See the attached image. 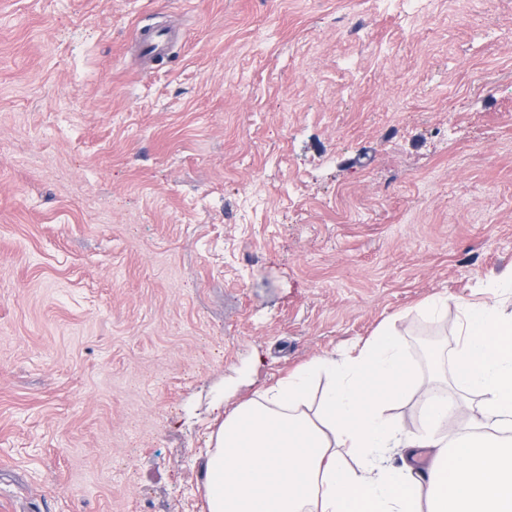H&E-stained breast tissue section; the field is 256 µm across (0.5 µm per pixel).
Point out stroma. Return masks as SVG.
Wrapping results in <instances>:
<instances>
[{
    "label": "stroma",
    "instance_id": "stroma-1",
    "mask_svg": "<svg viewBox=\"0 0 512 512\" xmlns=\"http://www.w3.org/2000/svg\"><path fill=\"white\" fill-rule=\"evenodd\" d=\"M510 273L512 0H0V512H203L219 392ZM167 40V35L160 32L141 31L137 33V41L143 53L149 57L162 54L166 49Z\"/></svg>",
    "mask_w": 512,
    "mask_h": 512
}]
</instances>
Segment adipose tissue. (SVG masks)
<instances>
[{"label":"adipose tissue","instance_id":"ef3b65f1","mask_svg":"<svg viewBox=\"0 0 512 512\" xmlns=\"http://www.w3.org/2000/svg\"><path fill=\"white\" fill-rule=\"evenodd\" d=\"M509 296L512 276L460 305L448 376L478 401L454 438L440 433L447 396L417 384L400 333L386 324L247 400L214 397L206 512H512V312L501 306ZM411 390L413 431L389 414Z\"/></svg>","mask_w":512,"mask_h":512}]
</instances>
